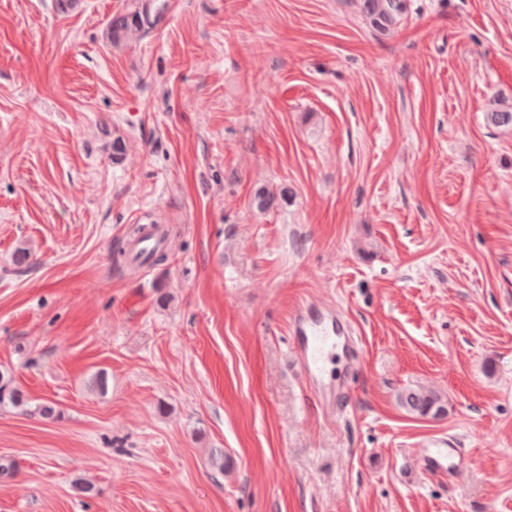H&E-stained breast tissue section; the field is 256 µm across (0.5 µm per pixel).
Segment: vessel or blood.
I'll return each mask as SVG.
<instances>
[{
    "label": "vessel or blood",
    "instance_id": "1",
    "mask_svg": "<svg viewBox=\"0 0 512 512\" xmlns=\"http://www.w3.org/2000/svg\"><path fill=\"white\" fill-rule=\"evenodd\" d=\"M164 244L162 232L150 227L145 230L141 241L130 244L129 250L132 257L142 263L153 250ZM288 332L292 358L303 370L317 403L324 411H334L336 393L323 381V362L332 337L346 335V327L332 306L304 301L294 308L289 318ZM415 453L423 475L449 481L460 475L471 460L469 450L459 447L451 439L430 438L421 441Z\"/></svg>",
    "mask_w": 512,
    "mask_h": 512
}]
</instances>
